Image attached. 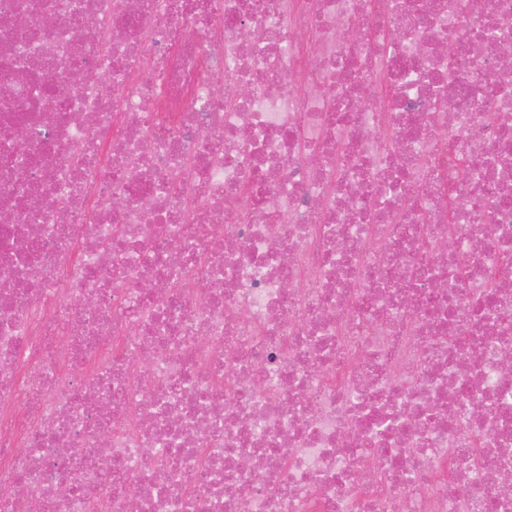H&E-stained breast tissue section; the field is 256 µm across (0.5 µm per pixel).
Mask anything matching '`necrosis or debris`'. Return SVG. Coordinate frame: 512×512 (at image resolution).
<instances>
[{
  "label": "necrosis or debris",
  "instance_id": "4bbe7bcc",
  "mask_svg": "<svg viewBox=\"0 0 512 512\" xmlns=\"http://www.w3.org/2000/svg\"><path fill=\"white\" fill-rule=\"evenodd\" d=\"M503 44L512 0H0V512H512Z\"/></svg>",
  "mask_w": 512,
  "mask_h": 512
}]
</instances>
